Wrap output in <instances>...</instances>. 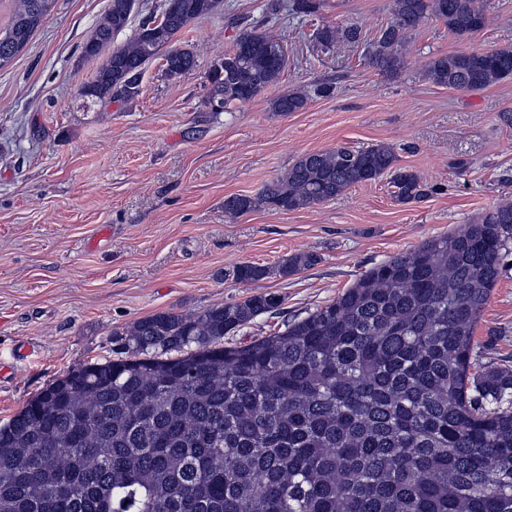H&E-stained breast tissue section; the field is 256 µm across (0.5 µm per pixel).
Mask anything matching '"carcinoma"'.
I'll return each instance as SVG.
<instances>
[{
  "instance_id": "cac0c4a2",
  "label": "carcinoma",
  "mask_w": 512,
  "mask_h": 512,
  "mask_svg": "<svg viewBox=\"0 0 512 512\" xmlns=\"http://www.w3.org/2000/svg\"><path fill=\"white\" fill-rule=\"evenodd\" d=\"M56 0H11L0 59L11 63ZM135 0H107L83 46L103 58L79 90L82 107L139 96L146 64L184 75L193 52L176 36L221 0H165L158 22L114 47ZM430 19L459 39L488 24L485 0H394L367 52L381 72ZM360 29L325 25L316 42L357 43ZM282 42L245 30L212 62L204 105L224 112L275 82ZM426 76L450 89L512 77V48L441 54ZM301 92L274 102L298 112ZM385 144L302 155L224 212L293 211L390 176L401 202L428 195ZM512 241V203L370 268L336 301L244 346L224 336L281 304L271 294L194 314L161 312L123 333L134 358L85 365L49 384L0 426V512H512V371L473 374L474 328ZM242 263L237 281L315 264Z\"/></svg>"
}]
</instances>
